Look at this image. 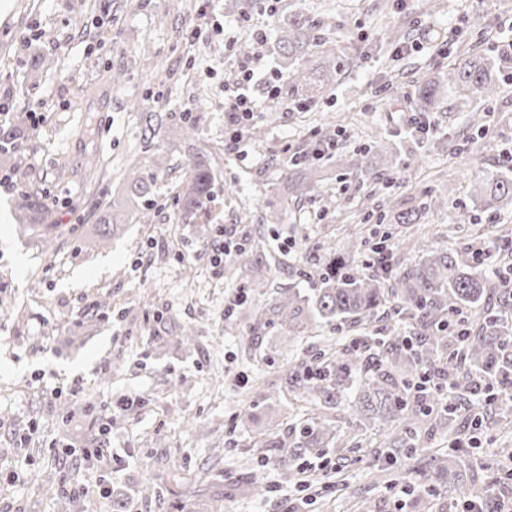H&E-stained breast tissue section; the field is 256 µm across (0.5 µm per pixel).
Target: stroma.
<instances>
[{
	"label": "stroma",
	"mask_w": 512,
	"mask_h": 512,
	"mask_svg": "<svg viewBox=\"0 0 512 512\" xmlns=\"http://www.w3.org/2000/svg\"><path fill=\"white\" fill-rule=\"evenodd\" d=\"M8 0L0 17V512H112L90 493L66 502L64 491L97 474L71 448L110 441L117 460L112 486L130 512H450L453 501L403 492L407 460L374 476L358 449L331 450L310 493L266 464L254 441L284 431L295 409L277 394L254 405L255 381L276 382L286 363L344 340L347 331L319 324L290 338L261 314L278 289L305 288L325 259L348 257L369 272V257L349 254L351 233L372 231L364 200L377 192L384 210L418 211L417 224H396L393 239L425 227L434 249L500 269L512 209L484 211L472 189L485 172L512 174V69L500 93L476 108L445 97L423 111L415 87L425 74L447 73L463 56L500 55L512 40V0H279L277 10L304 12L335 42L337 85L310 106L263 101V140L248 156L224 147V90L241 64L261 82L280 71L273 38L257 42L253 26L271 30L256 0ZM199 19L198 34L189 24ZM402 27L392 41L388 25ZM49 59L32 68L35 56ZM201 120L187 134L184 117ZM479 110L482 125L470 120ZM429 126L428 135L417 132ZM332 180L289 202L285 221L261 224L256 198L282 194L289 156H304L319 138ZM213 162L214 198L183 218L178 194L193 155ZM164 157L156 169V157ZM363 160V175L349 166ZM155 173L149 221L126 190L130 169ZM44 206L18 215L22 193ZM437 206H428L429 197ZM34 231L20 233V223ZM240 254L214 264L222 241ZM24 267H17V258ZM262 263L264 294L246 291L235 271ZM232 316H225V306ZM194 326V344L183 339ZM81 384L72 394L73 384ZM139 397L114 412L109 435L99 417L106 401ZM486 414L479 447L461 460L476 486L496 475L501 448H512V394L470 402L447 427L430 431V450L447 452ZM40 436L28 442L30 427ZM269 492L255 497L254 473ZM197 480L186 494L179 479Z\"/></svg>",
	"instance_id": "obj_1"
}]
</instances>
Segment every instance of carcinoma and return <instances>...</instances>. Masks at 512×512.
Listing matches in <instances>:
<instances>
[{
	"instance_id": "cac0c4a2",
	"label": "carcinoma",
	"mask_w": 512,
	"mask_h": 512,
	"mask_svg": "<svg viewBox=\"0 0 512 512\" xmlns=\"http://www.w3.org/2000/svg\"><path fill=\"white\" fill-rule=\"evenodd\" d=\"M319 27L297 10L278 17L272 26L286 69L287 94L304 103L337 81L341 72L335 47L320 36ZM316 46L321 50L314 51ZM499 70L494 61L470 57L448 72V83L421 82L415 98L428 109L446 93L467 104L492 101L499 93ZM298 165L286 182L293 196L302 198L321 186L325 171L304 159ZM185 179L182 208L191 217L212 199L211 159H189ZM127 180L132 197L149 199L153 175L133 173ZM475 188V201L486 211L512 205V177L487 172ZM259 209V223H282L285 202L279 197L259 199ZM407 247L417 253L415 264L400 265L388 252L369 274L332 257L310 288L282 289L270 310L271 323L290 336L308 334L321 322L356 332L353 346L327 347L315 358L283 370L278 393L308 407L302 419L269 434L256 447L278 449L280 455L272 461L300 485L310 482L302 460L322 458L336 447V421L330 412L356 371L364 379L350 407L359 420L381 429L378 450L365 452L377 457L425 450L419 421L428 418L442 425L456 414L455 402L439 398L428 381L448 384L457 397L487 393L491 401L493 381L512 384V290L495 289L485 273L454 254L429 248L423 240L411 239ZM480 307L483 316L475 325L464 313ZM457 463L451 453L431 455L430 462L412 467V487L459 501L474 497L468 475Z\"/></svg>"
}]
</instances>
